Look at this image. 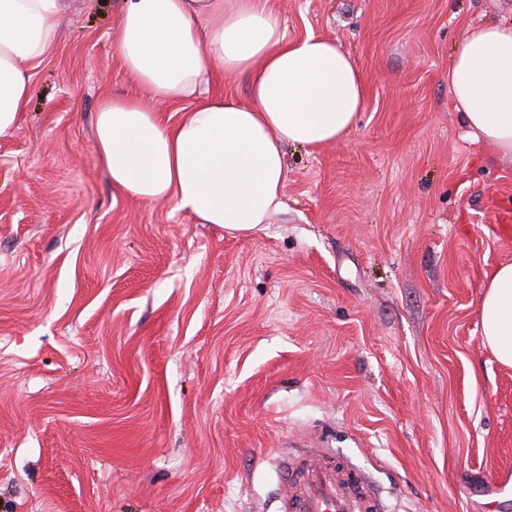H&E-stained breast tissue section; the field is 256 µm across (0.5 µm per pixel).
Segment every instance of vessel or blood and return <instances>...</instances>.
I'll use <instances>...</instances> for the list:
<instances>
[{
    "mask_svg": "<svg viewBox=\"0 0 512 512\" xmlns=\"http://www.w3.org/2000/svg\"><path fill=\"white\" fill-rule=\"evenodd\" d=\"M280 512H385L364 478L328 451L281 461Z\"/></svg>",
    "mask_w": 512,
    "mask_h": 512,
    "instance_id": "1",
    "label": "vessel or blood"
}]
</instances>
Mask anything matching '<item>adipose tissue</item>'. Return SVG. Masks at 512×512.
Returning <instances> with one entry per match:
<instances>
[{
	"mask_svg": "<svg viewBox=\"0 0 512 512\" xmlns=\"http://www.w3.org/2000/svg\"><path fill=\"white\" fill-rule=\"evenodd\" d=\"M69 0H0V138L18 127L32 70L54 50ZM111 43L126 75L146 89L102 98L97 150L113 189L172 200L199 224L249 234L284 207V148L316 150L343 138L366 100L357 61L335 41L291 38L267 0H119ZM246 76L249 100L210 94ZM452 106L483 156L512 160V25L470 27L448 68ZM188 99L176 125L161 104ZM483 340L512 367V262L486 276Z\"/></svg>",
	"mask_w": 512,
	"mask_h": 512,
	"instance_id": "obj_1",
	"label": "adipose tissue"
}]
</instances>
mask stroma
<instances>
[{
    "mask_svg": "<svg viewBox=\"0 0 512 512\" xmlns=\"http://www.w3.org/2000/svg\"><path fill=\"white\" fill-rule=\"evenodd\" d=\"M335 40L365 106L285 148L284 209L249 235L116 193L103 94L115 0H74L0 138V512H276L282 451L331 449L387 512H512V368L484 344L512 261V161L453 110L466 28L512 0H268Z\"/></svg>",
    "mask_w": 512,
    "mask_h": 512,
    "instance_id": "stroma-1",
    "label": "stroma"
}]
</instances>
